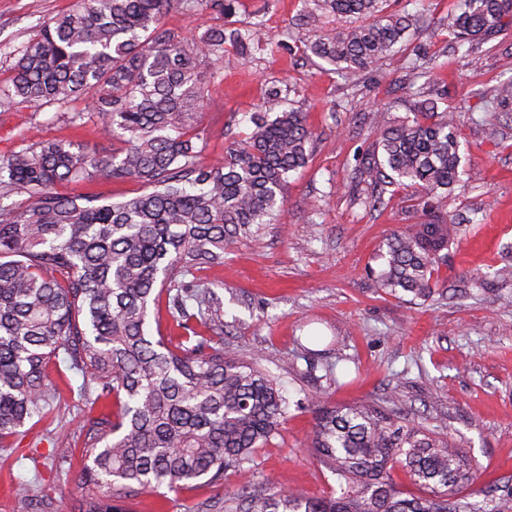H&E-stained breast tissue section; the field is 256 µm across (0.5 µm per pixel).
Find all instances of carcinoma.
<instances>
[{"instance_id": "1", "label": "carcinoma", "mask_w": 512, "mask_h": 512, "mask_svg": "<svg viewBox=\"0 0 512 512\" xmlns=\"http://www.w3.org/2000/svg\"><path fill=\"white\" fill-rule=\"evenodd\" d=\"M389 0H301L299 35L306 51L349 79L382 64L420 22ZM239 0H79L44 19L14 51L17 61L0 97L40 110L91 95L90 108L112 154L63 141H37L0 158V196L29 195L21 207L0 204V447L10 448L51 417L57 385L51 361L88 379L84 395L112 400V417L79 431L80 512H122L148 491H174L198 480L241 474L258 449L279 435L288 400L258 362L224 349L222 283L197 273L261 236L284 201L291 172L305 165L314 132L304 113L273 107L300 96L290 84L265 90L268 108L251 114L252 131L234 140L224 162H200V135L188 120L208 105L201 67L223 60L225 46H269L262 21L237 18ZM208 10L219 23L187 41L163 28L173 6ZM367 17L359 26L338 19ZM512 0H463L446 26L459 45L497 32ZM510 77L495 89L500 112H512ZM360 166L383 203L390 188L410 189L424 224H407L385 241L375 287L397 299L430 300L448 262L456 226L438 215L460 181L457 113L426 99L398 123L380 126ZM87 176L131 179L145 192L102 202L57 191ZM165 302L173 331L150 333V311ZM310 448L336 488L322 499L266 480L244 481L224 495L220 512H512V485L474 488L478 465L435 429L411 424L393 408L362 402L320 411ZM401 469L422 494L406 497ZM483 500L470 501L472 496Z\"/></svg>"}]
</instances>
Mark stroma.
I'll return each mask as SVG.
<instances>
[{
    "label": "stroma",
    "mask_w": 512,
    "mask_h": 512,
    "mask_svg": "<svg viewBox=\"0 0 512 512\" xmlns=\"http://www.w3.org/2000/svg\"><path fill=\"white\" fill-rule=\"evenodd\" d=\"M76 3L0 0V80L10 73L13 51L35 35L40 21ZM456 4L397 0L396 9L424 14V26L381 66L348 82L290 37L298 0H240L239 17L260 15L276 45L249 59L230 46L216 64L217 79L205 84L214 104L189 121L203 136V164L223 160L229 136L249 133L251 112L275 83L302 88L299 105L319 138L308 164L291 176L275 222L200 277L222 285L225 348L258 357L286 392L288 420L248 475L229 471L220 485L202 482L162 498L143 494L131 501L130 512H198L201 503L219 501L243 480L268 477L312 497L329 495L335 483L321 476L306 448L317 393L330 406L395 401L410 422L445 426L478 463L481 482L512 477V280L491 276L512 266V116L491 105L501 58L512 53V23L491 45L478 46L471 61L461 60L442 24ZM416 64L428 67L424 92L439 107L457 106L465 97L471 109L457 128L469 153L467 173L442 205L458 226L439 272L441 295L410 303L378 292L365 268L393 231L423 215L403 189L379 208L365 206L353 194L350 175L373 139L365 113L384 110L393 123L414 111L417 100L406 87ZM84 108L79 99L37 111L0 98V156L40 140L106 146L99 122ZM80 111L84 119L75 120ZM60 191L118 201L144 188L134 180L97 178ZM478 269L487 272L486 280L465 279V272ZM56 382L55 413L13 447L0 448V512H16L21 485L30 495L28 512H39L45 497L55 512H79L76 435L87 419L112 406L86 401L76 370L63 369Z\"/></svg>",
    "instance_id": "35a3bbf8"
}]
</instances>
